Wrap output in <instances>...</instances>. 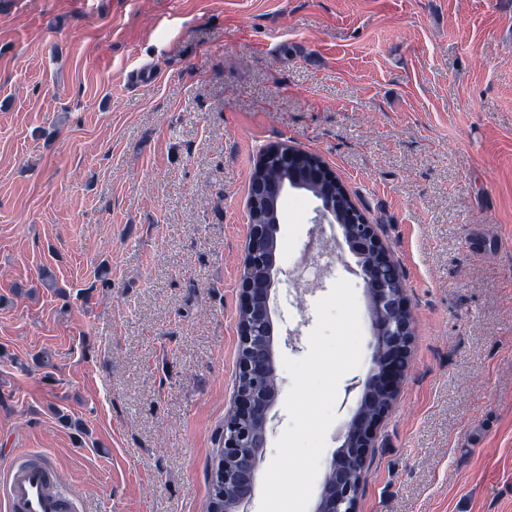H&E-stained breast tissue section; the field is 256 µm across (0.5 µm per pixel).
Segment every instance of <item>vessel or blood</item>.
<instances>
[{
  "mask_svg": "<svg viewBox=\"0 0 512 512\" xmlns=\"http://www.w3.org/2000/svg\"><path fill=\"white\" fill-rule=\"evenodd\" d=\"M6 512H78L49 462L14 461L7 471Z\"/></svg>",
  "mask_w": 512,
  "mask_h": 512,
  "instance_id": "b4317fda",
  "label": "vessel or blood"
}]
</instances>
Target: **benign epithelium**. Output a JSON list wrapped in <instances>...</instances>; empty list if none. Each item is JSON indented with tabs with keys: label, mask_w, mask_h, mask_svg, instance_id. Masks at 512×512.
<instances>
[{
	"label": "benign epithelium",
	"mask_w": 512,
	"mask_h": 512,
	"mask_svg": "<svg viewBox=\"0 0 512 512\" xmlns=\"http://www.w3.org/2000/svg\"><path fill=\"white\" fill-rule=\"evenodd\" d=\"M296 184L323 179L322 163L299 155ZM334 196L322 202L318 223L332 224L336 213ZM345 241L358 259L368 287L372 315V369L363 385L357 411L350 419L343 444L333 454L316 512H336V503L347 512H358L365 469L377 431L398 392L407 365L405 345L411 340V320L395 314L409 312L404 289L394 288L374 276L375 270L394 268V260L368 220L342 225ZM267 227L250 225L242 275L238 323L239 352L235 409L224 419V434L216 449L217 467L211 487L210 512H243L255 488L256 475L267 446L270 411L278 395L274 333L269 306L275 268V252L266 249Z\"/></svg>",
	"instance_id": "benign-epithelium-1"
}]
</instances>
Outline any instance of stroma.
Masks as SVG:
<instances>
[{
    "label": "stroma",
    "instance_id": "35a3bbf8",
    "mask_svg": "<svg viewBox=\"0 0 512 512\" xmlns=\"http://www.w3.org/2000/svg\"><path fill=\"white\" fill-rule=\"evenodd\" d=\"M279 142L376 224L410 304L359 512H512V0H0V476L24 455L81 512H206L249 184ZM319 206L281 200L270 307L299 359L316 302L355 289L325 471L373 341ZM314 238L336 264L292 283Z\"/></svg>",
    "mask_w": 512,
    "mask_h": 512
}]
</instances>
